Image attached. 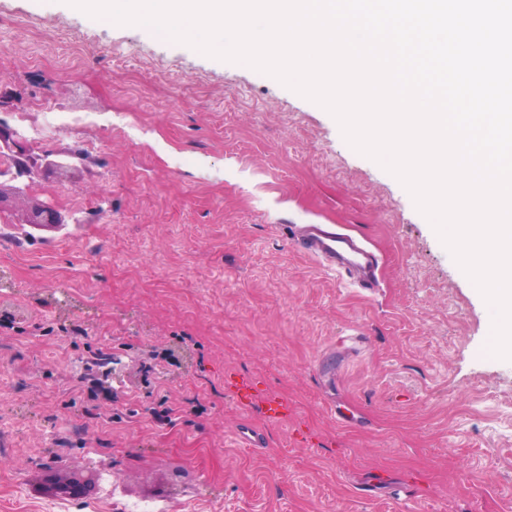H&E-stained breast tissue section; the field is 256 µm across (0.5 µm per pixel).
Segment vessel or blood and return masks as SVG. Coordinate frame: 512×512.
<instances>
[{
	"mask_svg": "<svg viewBox=\"0 0 512 512\" xmlns=\"http://www.w3.org/2000/svg\"><path fill=\"white\" fill-rule=\"evenodd\" d=\"M286 239L299 251L319 260L328 268L356 271L362 281L373 280L378 261L374 253L360 247L350 236L337 233L323 224L281 225ZM236 401L242 407L259 404L262 417L269 422H278L288 415L285 403L274 397L257 399L255 386L248 381L234 385Z\"/></svg>",
	"mask_w": 512,
	"mask_h": 512,
	"instance_id": "b4317fda",
	"label": "vessel or blood"
}]
</instances>
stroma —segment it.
I'll list each match as a JSON object with an SVG mask.
<instances>
[{
    "instance_id": "stroma-1",
    "label": "stroma",
    "mask_w": 512,
    "mask_h": 512,
    "mask_svg": "<svg viewBox=\"0 0 512 512\" xmlns=\"http://www.w3.org/2000/svg\"><path fill=\"white\" fill-rule=\"evenodd\" d=\"M0 96L58 232L0 235V512H512V361L404 186L274 77L66 0H0ZM329 224L364 289L283 239ZM282 398L265 422L228 382ZM265 445L244 447V422ZM102 473L79 499L46 469Z\"/></svg>"
}]
</instances>
